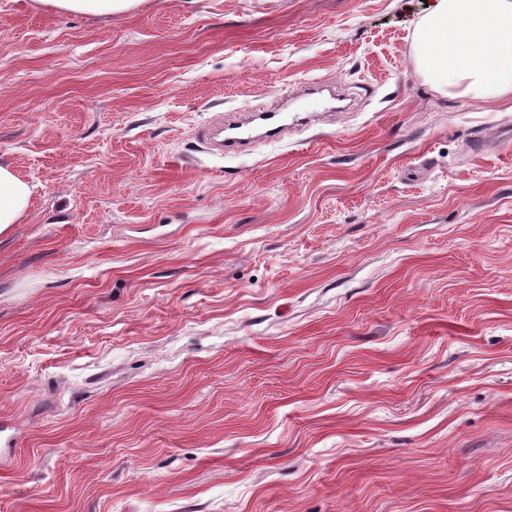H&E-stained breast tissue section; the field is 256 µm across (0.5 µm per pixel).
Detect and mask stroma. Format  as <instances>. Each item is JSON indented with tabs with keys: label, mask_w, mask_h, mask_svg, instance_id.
<instances>
[{
	"label": "stroma",
	"mask_w": 512,
	"mask_h": 512,
	"mask_svg": "<svg viewBox=\"0 0 512 512\" xmlns=\"http://www.w3.org/2000/svg\"><path fill=\"white\" fill-rule=\"evenodd\" d=\"M434 2L0 0V512H512V112L417 70ZM54 9L71 14L111 15L129 10L140 0H37ZM266 112L252 114L245 120L229 124L226 130L230 132L225 136L222 145L214 146L221 151L224 148V152H237L260 138H281L288 125L283 123L280 113L276 112L275 108ZM257 120L264 122V131L253 135L252 124ZM32 189L11 164L0 161V234L23 218L30 205Z\"/></svg>",
	"instance_id": "obj_1"
}]
</instances>
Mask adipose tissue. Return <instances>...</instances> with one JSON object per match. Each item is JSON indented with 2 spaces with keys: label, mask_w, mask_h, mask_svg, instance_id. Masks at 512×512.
Masks as SVG:
<instances>
[{
  "label": "adipose tissue",
  "mask_w": 512,
  "mask_h": 512,
  "mask_svg": "<svg viewBox=\"0 0 512 512\" xmlns=\"http://www.w3.org/2000/svg\"><path fill=\"white\" fill-rule=\"evenodd\" d=\"M416 63L446 94L512 101V0H437L413 32ZM32 187L0 161V234L25 215Z\"/></svg>",
  "instance_id": "obj_1"
}]
</instances>
